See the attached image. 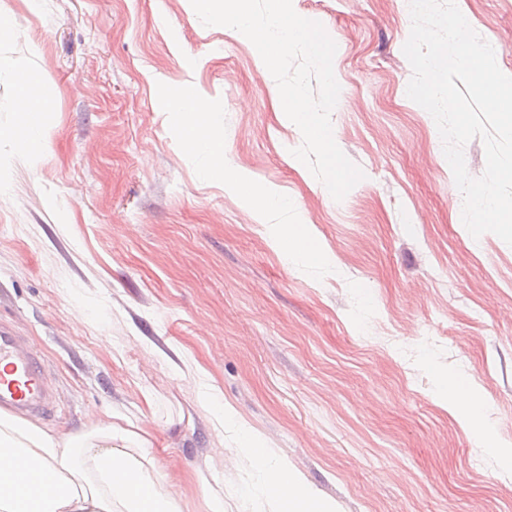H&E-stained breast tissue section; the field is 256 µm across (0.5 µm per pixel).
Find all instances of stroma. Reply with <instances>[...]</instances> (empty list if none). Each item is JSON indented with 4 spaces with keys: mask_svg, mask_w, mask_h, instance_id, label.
<instances>
[{
    "mask_svg": "<svg viewBox=\"0 0 512 512\" xmlns=\"http://www.w3.org/2000/svg\"><path fill=\"white\" fill-rule=\"evenodd\" d=\"M0 126L20 124L14 77L53 98L37 160L0 147V319L44 359L46 428L78 431L154 398L155 451L186 512L197 475L224 512H258L238 417L336 512H512V246L473 238L432 116L406 95L408 0H292L336 42L334 139L365 174L343 201L291 154L302 134L236 30L190 0H0ZM512 76V0H457ZM188 89L224 132L225 178L188 153L167 101ZM274 186L260 214L231 175ZM310 224L323 266L289 262L277 225ZM469 377L481 426L438 397ZM202 403L211 410L219 427L224 428V423H235L233 410L224 405L221 393L214 386L204 391Z\"/></svg>",
    "mask_w": 512,
    "mask_h": 512,
    "instance_id": "35a3bbf8",
    "label": "stroma"
}]
</instances>
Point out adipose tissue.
<instances>
[{"mask_svg":"<svg viewBox=\"0 0 512 512\" xmlns=\"http://www.w3.org/2000/svg\"><path fill=\"white\" fill-rule=\"evenodd\" d=\"M15 103L25 121L1 126L0 144L40 156L48 143L41 114L52 105L40 72L29 70L16 79ZM170 105L183 117L185 147L207 156L212 172H223L224 135L212 113L198 109L184 90L171 96ZM275 243L295 261L318 266L331 261L307 224L283 225ZM439 385L448 408L465 420L482 415L484 404L466 377L444 373ZM150 423L146 413L133 418L115 412L78 432H53L0 410V512H184L180 497L166 488L161 458L151 450ZM237 452L250 464L254 493L273 512H335L250 429L240 428Z\"/></svg>","mask_w":512,"mask_h":512,"instance_id":"adipose-tissue-1","label":"adipose tissue"}]
</instances>
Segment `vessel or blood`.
<instances>
[{
  "label": "vessel or blood",
  "mask_w": 512,
  "mask_h": 512,
  "mask_svg": "<svg viewBox=\"0 0 512 512\" xmlns=\"http://www.w3.org/2000/svg\"><path fill=\"white\" fill-rule=\"evenodd\" d=\"M0 361L7 374H0V408L23 416H49L51 390L44 363L10 324L0 322Z\"/></svg>",
  "instance_id": "obj_1"
}]
</instances>
